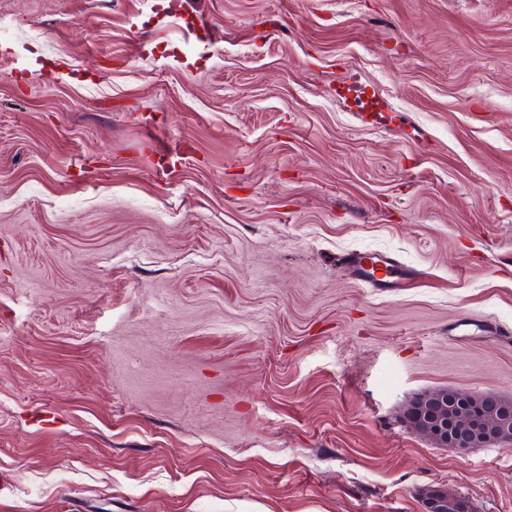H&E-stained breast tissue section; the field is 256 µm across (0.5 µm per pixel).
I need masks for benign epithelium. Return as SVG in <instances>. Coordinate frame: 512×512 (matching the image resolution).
Returning a JSON list of instances; mask_svg holds the SVG:
<instances>
[{
  "label": "benign epithelium",
  "mask_w": 512,
  "mask_h": 512,
  "mask_svg": "<svg viewBox=\"0 0 512 512\" xmlns=\"http://www.w3.org/2000/svg\"><path fill=\"white\" fill-rule=\"evenodd\" d=\"M475 407L480 418L469 417ZM405 416L422 434L442 448L465 455L476 448L512 442V403L491 394L434 390L411 401ZM462 496H438L425 501V512H467Z\"/></svg>",
  "instance_id": "obj_1"
}]
</instances>
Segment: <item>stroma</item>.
Here are the masks:
<instances>
[{"label": "stroma", "mask_w": 512, "mask_h": 512, "mask_svg": "<svg viewBox=\"0 0 512 512\" xmlns=\"http://www.w3.org/2000/svg\"><path fill=\"white\" fill-rule=\"evenodd\" d=\"M154 3L0 0V512H512V0ZM350 263L353 262L361 271L372 281L383 284L390 283L386 278L390 277L391 269L396 267L397 263L393 259L384 256H370V255H354L349 259ZM368 264V266H367ZM381 266L382 269L378 268ZM383 270L384 276L377 278L376 274ZM475 407L479 420L469 418ZM405 416L422 434L442 448L465 455L475 448L512 443L511 402L491 394L434 390L411 401ZM468 500L462 496H438L425 501L426 512H467Z\"/></svg>", "instance_id": "obj_1"}]
</instances>
